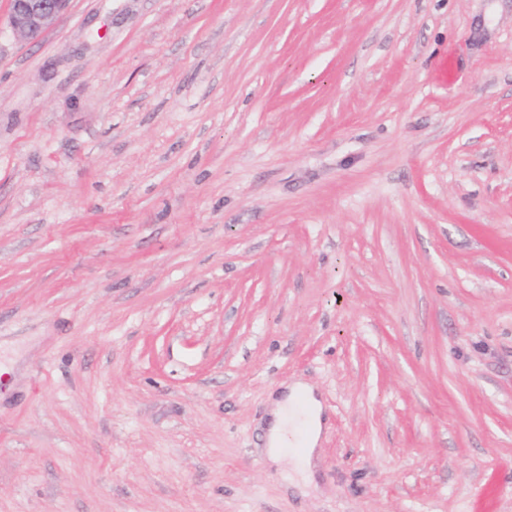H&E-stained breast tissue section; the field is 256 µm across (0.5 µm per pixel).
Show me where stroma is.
<instances>
[{
    "label": "stroma",
    "mask_w": 512,
    "mask_h": 512,
    "mask_svg": "<svg viewBox=\"0 0 512 512\" xmlns=\"http://www.w3.org/2000/svg\"><path fill=\"white\" fill-rule=\"evenodd\" d=\"M8 8L0 512H512V0ZM8 24L20 40L37 38L68 9L70 0H10ZM285 392L274 401L271 421L266 433V456L273 463L280 464L286 456L284 440L291 424L298 419L299 404L303 403L304 416L307 423V436L303 452L291 462V472L304 482L312 480L310 469L311 459L319 444L322 432V406L314 397L310 387L302 383H294L284 387Z\"/></svg>",
    "instance_id": "1"
}]
</instances>
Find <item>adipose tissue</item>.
<instances>
[{
    "label": "adipose tissue",
    "instance_id": "adipose-tissue-1",
    "mask_svg": "<svg viewBox=\"0 0 512 512\" xmlns=\"http://www.w3.org/2000/svg\"><path fill=\"white\" fill-rule=\"evenodd\" d=\"M301 417L305 418L308 427L305 448L300 455L290 459L286 456L284 440L289 426ZM321 432L320 402L310 387L301 383L292 384L286 387L284 393L274 402L266 433V456L268 460L277 464L283 459H290L292 473L303 481H311V459L320 441Z\"/></svg>",
    "mask_w": 512,
    "mask_h": 512
}]
</instances>
